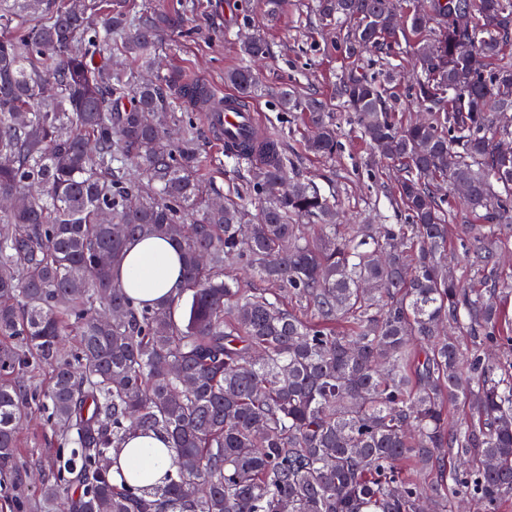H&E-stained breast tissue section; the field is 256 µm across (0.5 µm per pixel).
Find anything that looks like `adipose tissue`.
Returning a JSON list of instances; mask_svg holds the SVG:
<instances>
[{
  "mask_svg": "<svg viewBox=\"0 0 512 512\" xmlns=\"http://www.w3.org/2000/svg\"><path fill=\"white\" fill-rule=\"evenodd\" d=\"M179 270L180 253L168 240L134 239L128 242L115 277L135 301L154 302L177 296ZM118 461L121 470L113 474V483L122 484L135 474L141 486H152L170 467L169 443L155 436H134L124 444Z\"/></svg>",
  "mask_w": 512,
  "mask_h": 512,
  "instance_id": "obj_1",
  "label": "adipose tissue"
}]
</instances>
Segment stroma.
I'll return each instance as SVG.
<instances>
[{"label": "stroma", "instance_id": "obj_1", "mask_svg": "<svg viewBox=\"0 0 512 512\" xmlns=\"http://www.w3.org/2000/svg\"><path fill=\"white\" fill-rule=\"evenodd\" d=\"M136 9L158 17L180 8L182 26L176 32L162 31L151 54L150 65L140 67L144 77L176 71L202 79L224 90V73L242 63L241 34L260 36L267 53L254 72L259 91L249 104L262 119L264 133L276 137L290 161L293 179L314 183L322 194L335 199L346 224H402L406 216L396 204L401 170L397 163L374 157L352 112L337 94L340 75L357 67L377 77L387 89L386 103L396 123L427 117L424 106L412 100L408 87L416 73L413 59L418 49L433 41L432 33L407 37L400 52L364 54L351 60L336 51L349 26L322 22L313 0H285L275 19H268L260 0H134ZM299 99L319 101L336 127L339 147L326 159L306 152L308 121L303 111L285 109L284 91ZM201 160L200 175L207 187L224 195L242 194L251 211L258 200L248 196L245 164L227 158L217 133L203 113H190ZM20 461L27 466L26 482L15 489L10 479H0V512H36L33 503L42 481L49 477L57 458L58 440L33 414L18 433Z\"/></svg>", "mask_w": 512, "mask_h": 512}]
</instances>
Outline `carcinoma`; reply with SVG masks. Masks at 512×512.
Returning a JSON list of instances; mask_svg holds the SVG:
<instances>
[{"label": "carcinoma", "mask_w": 512, "mask_h": 512, "mask_svg": "<svg viewBox=\"0 0 512 512\" xmlns=\"http://www.w3.org/2000/svg\"><path fill=\"white\" fill-rule=\"evenodd\" d=\"M315 11L352 23L337 45L348 58L438 30L410 88L432 120L396 125L376 80L353 69L337 89L375 152L402 166L408 224H336L330 199L289 179L279 140L253 134L228 154L247 163L263 203L243 236L248 211L209 196L192 137L167 139L179 117L164 88L202 110L215 107L209 90L137 79L153 18L127 0H0V197L13 200L0 210V472L21 479L17 428L41 413L69 452L40 489V512L62 500L68 512H450L459 495L499 512L512 497V363L478 354L512 349V319L496 288L448 277V209L434 189L464 185L467 205L484 210L459 233L474 241L466 264L495 282L509 245L498 224L512 213V152L501 148L512 127L495 121L512 108L501 58L512 0H426L401 28L395 0H315ZM114 50L125 66L112 67ZM266 52L259 37L241 47L250 62ZM224 82L245 99L256 90L249 65ZM282 104L302 105L286 92ZM302 106L308 151L333 155L321 105ZM136 237L180 251L177 297L137 305L117 284ZM240 266L270 287H241ZM293 298L310 320L285 307ZM102 306L120 318L102 321ZM445 321L466 329L471 351L439 334ZM36 368L51 370L48 386L25 378ZM457 400L472 404V421L450 429ZM135 434L170 441L159 485L118 487L100 465Z\"/></svg>", "instance_id": "cac0c4a2"}]
</instances>
